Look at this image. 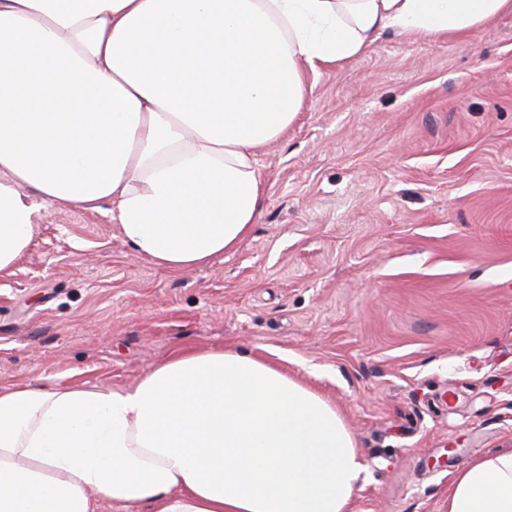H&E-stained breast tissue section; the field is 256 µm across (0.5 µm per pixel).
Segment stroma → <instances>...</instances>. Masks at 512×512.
I'll return each mask as SVG.
<instances>
[{
	"label": "stroma",
	"instance_id": "stroma-1",
	"mask_svg": "<svg viewBox=\"0 0 512 512\" xmlns=\"http://www.w3.org/2000/svg\"><path fill=\"white\" fill-rule=\"evenodd\" d=\"M257 169L250 235L201 268L157 267L104 213L42 212L0 276V388L274 354L353 436L351 512H446L458 469L512 448V14L384 32L313 81Z\"/></svg>",
	"mask_w": 512,
	"mask_h": 512
}]
</instances>
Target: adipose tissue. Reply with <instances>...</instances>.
Instances as JSON below:
<instances>
[{"label": "adipose tissue", "mask_w": 512, "mask_h": 512, "mask_svg": "<svg viewBox=\"0 0 512 512\" xmlns=\"http://www.w3.org/2000/svg\"><path fill=\"white\" fill-rule=\"evenodd\" d=\"M512 0H0V274L42 210L106 211L155 265L236 249L258 155L311 76L387 30L462 36ZM363 465L335 405L232 348L120 389L0 388V512H351ZM447 512H512V450L455 473Z\"/></svg>", "instance_id": "obj_1"}]
</instances>
